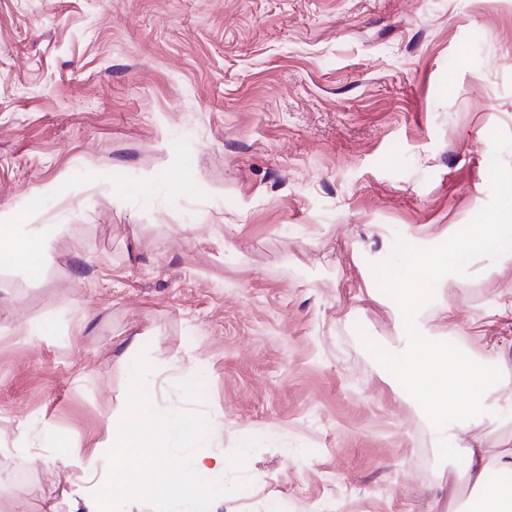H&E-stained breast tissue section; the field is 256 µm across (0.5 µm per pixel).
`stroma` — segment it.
<instances>
[{
	"mask_svg": "<svg viewBox=\"0 0 512 512\" xmlns=\"http://www.w3.org/2000/svg\"><path fill=\"white\" fill-rule=\"evenodd\" d=\"M510 174L512 0H0V213L50 227L0 268V512H88L137 335L158 409L204 377L206 453L263 441L210 512H428L463 460L370 347L406 320L375 275ZM509 249L419 315L492 368Z\"/></svg>",
	"mask_w": 512,
	"mask_h": 512,
	"instance_id": "stroma-1",
	"label": "stroma"
}]
</instances>
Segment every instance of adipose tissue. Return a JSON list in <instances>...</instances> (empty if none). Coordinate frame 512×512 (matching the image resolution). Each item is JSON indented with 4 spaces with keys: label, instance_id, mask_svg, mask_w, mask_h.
Returning a JSON list of instances; mask_svg holds the SVG:
<instances>
[{
    "label": "adipose tissue",
    "instance_id": "obj_1",
    "mask_svg": "<svg viewBox=\"0 0 512 512\" xmlns=\"http://www.w3.org/2000/svg\"><path fill=\"white\" fill-rule=\"evenodd\" d=\"M512 221V183L503 189L496 221L436 236L432 246L417 249L411 262L401 273L382 271L381 280L391 287L392 302L403 311L419 309L427 302L428 281H435L438 290L450 294L458 281L449 269L457 258L481 256L492 240L499 224ZM45 236L38 231L19 234L11 225L0 226V267L33 268L40 264ZM439 336L422 334L420 322L410 321L403 327L400 344L377 348L380 361L400 370L406 383L416 392L423 408L436 422V439L440 449H447L459 431L471 421L485 418L496 422L503 408L512 407V361L501 360L494 382H487L484 369L471 353L449 346L448 329L453 323L449 307L439 315ZM466 460L463 477L480 495V512H512V489L491 484V470L512 472V448L488 454L478 446L464 448Z\"/></svg>",
    "mask_w": 512,
    "mask_h": 512
}]
</instances>
